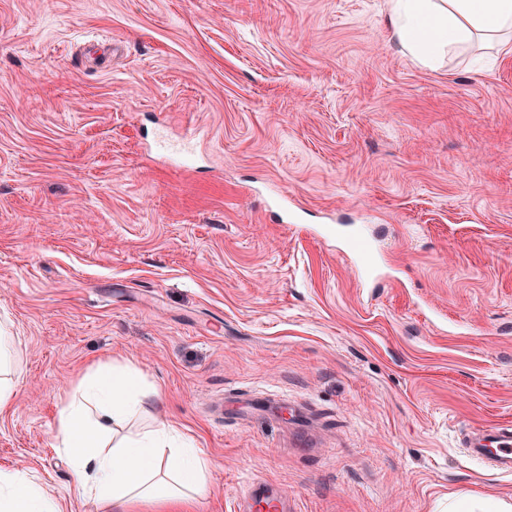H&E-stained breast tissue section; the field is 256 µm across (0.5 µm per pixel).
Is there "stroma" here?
I'll use <instances>...</instances> for the list:
<instances>
[{"instance_id":"stroma-1","label":"stroma","mask_w":512,"mask_h":512,"mask_svg":"<svg viewBox=\"0 0 512 512\" xmlns=\"http://www.w3.org/2000/svg\"><path fill=\"white\" fill-rule=\"evenodd\" d=\"M5 317L0 470L66 512L58 409L112 362L210 459L191 512L512 504L462 446L512 422V45L419 68L386 0H0ZM13 342V336H3L0 330V411L5 410L12 402L18 379L14 378L15 372L12 363L8 360L9 348ZM238 512H288V502L270 483L253 482L240 490Z\"/></svg>"}]
</instances>
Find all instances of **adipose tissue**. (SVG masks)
Wrapping results in <instances>:
<instances>
[{"mask_svg":"<svg viewBox=\"0 0 512 512\" xmlns=\"http://www.w3.org/2000/svg\"><path fill=\"white\" fill-rule=\"evenodd\" d=\"M389 23L402 52L435 70L467 50L475 35L512 33V0H387ZM152 393L129 366L103 364L81 379L62 405L54 433L69 460L75 498L109 512H185L208 489L212 464L171 423L155 420L134 436L114 427L146 412ZM0 512H63L59 499L23 470H0Z\"/></svg>","mask_w":512,"mask_h":512,"instance_id":"obj_1","label":"adipose tissue"}]
</instances>
